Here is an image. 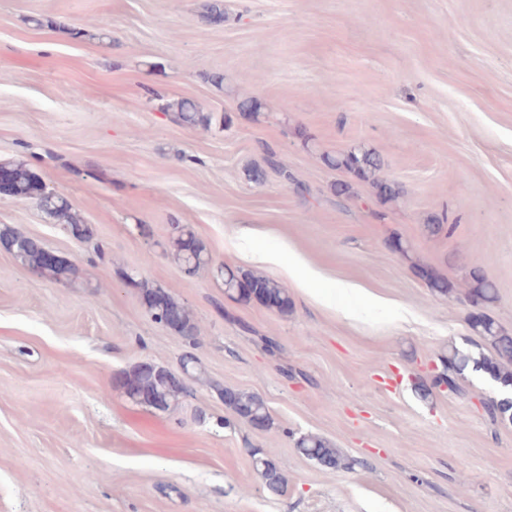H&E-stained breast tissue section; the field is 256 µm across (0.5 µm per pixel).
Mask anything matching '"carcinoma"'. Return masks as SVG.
<instances>
[{
	"label": "carcinoma",
	"mask_w": 512,
	"mask_h": 512,
	"mask_svg": "<svg viewBox=\"0 0 512 512\" xmlns=\"http://www.w3.org/2000/svg\"><path fill=\"white\" fill-rule=\"evenodd\" d=\"M174 119L181 125H207L210 118L199 112L195 103L183 100L175 105ZM324 160L333 167L343 169L358 180H366L381 169L380 156L368 149H353L346 153L330 156ZM0 170L7 174L11 195L17 199H35L45 206L44 212L66 224L70 234L77 240L90 237L87 225L81 223L78 215L72 211L68 200L46 189L41 179L22 162L0 163ZM7 244L15 247V257L21 264L46 276L53 282L68 281L76 274L75 268L61 261L50 269L44 268V246L35 240L9 233L0 235ZM172 256L176 262L189 271H195L210 263L204 247L194 234L185 228L178 229L172 238ZM419 275L428 286L441 295L453 290L448 279L435 268L427 265L417 266ZM224 283L231 285L225 293L232 299L248 302L255 301L280 314H287L292 306L288 289L279 282L257 273H244L224 268L221 271ZM467 296L471 305L481 312L471 315V327L490 347L491 352L462 354L455 348L441 357L442 370L435 375L431 384L419 381L416 390L422 398L433 395L442 380L450 382L453 391L458 390L456 376L467 367L487 375L501 387L498 397L488 400V412L495 422L512 418V334L502 329L489 315L482 312L496 299L495 286L482 272L474 267L469 273ZM143 303L152 317L179 336L193 342L197 336V326L186 308L161 288H145L142 291ZM130 384V392L135 395L134 402L141 398H158L164 405L178 398L185 391L184 382L176 376L157 374L153 371L136 368L125 376ZM224 407L231 410L239 419L257 430H266L271 425V416L265 400L258 394L236 388L215 385ZM298 451L318 465L328 469H348L351 462L341 451L316 435H306L296 442ZM253 466L260 474L266 491L275 496L281 495L286 486L285 471L272 456V452L257 450L253 452Z\"/></svg>",
	"instance_id": "cac0c4a2"
}]
</instances>
